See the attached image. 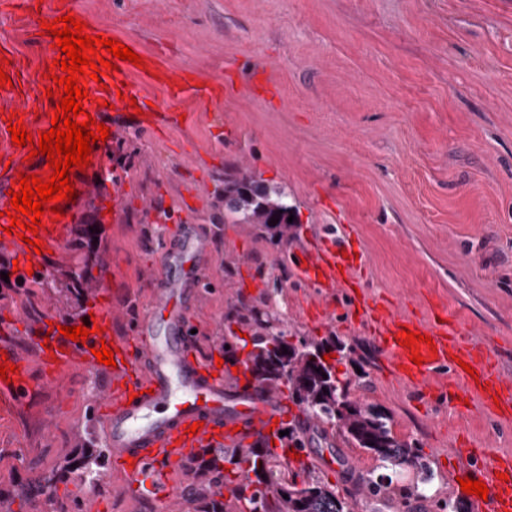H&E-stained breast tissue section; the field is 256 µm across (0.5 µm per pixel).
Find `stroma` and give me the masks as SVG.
<instances>
[{"mask_svg":"<svg viewBox=\"0 0 512 512\" xmlns=\"http://www.w3.org/2000/svg\"><path fill=\"white\" fill-rule=\"evenodd\" d=\"M90 23L137 40L169 69L224 85L197 100L186 120L162 133L131 115L106 113L116 129L98 164L80 180L87 192L66 242L49 258L61 278L80 255L79 228L101 226L92 250L125 285L102 289L119 306V331L133 334L151 310L146 277L175 275L162 250L178 223L194 225L209 265L196 306L195 349L209 358L238 335L240 315L260 312L272 332L352 346L337 364L352 399L385 409L394 433L417 444L432 479L426 498L410 465L383 466L336 441L340 464L311 476L336 487L351 512H436L439 502L478 512L457 480L451 449L460 437L491 453H512V421L471 406L450 408L426 388L384 370L371 326L350 318L338 290L328 317L300 279L295 255L329 237L365 256L360 295L394 311L444 305L474 339L499 350L512 374V0H78ZM20 56L37 83L48 53L22 16H0V45ZM236 168L280 189L298 214L288 239L270 241L250 224H229L219 193ZM124 185L122 222L106 212ZM176 217L164 219L166 210ZM74 318L89 305L40 283L0 287V338L24 346L49 310ZM107 380L71 368L63 387L41 384L25 404L0 398V512H204L212 498L199 456L175 465L172 494L143 498L123 483L55 475L83 447L101 442L90 390ZM52 419L44 432L42 422ZM390 484L372 499L366 478Z\"/></svg>","mask_w":512,"mask_h":512,"instance_id":"obj_1","label":"stroma"}]
</instances>
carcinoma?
Masks as SVG:
<instances>
[{
    "label": "carcinoma",
    "instance_id": "carcinoma-1",
    "mask_svg": "<svg viewBox=\"0 0 512 512\" xmlns=\"http://www.w3.org/2000/svg\"><path fill=\"white\" fill-rule=\"evenodd\" d=\"M221 197L224 218L235 224H251L272 239L288 237L292 224L298 223L296 219L288 222V217L297 211L288 204L281 190L252 173L239 171L225 177ZM273 217L278 218L274 226L270 225ZM95 266L92 256L77 260L65 273L68 283L59 292L69 293L80 301L87 298V286L96 279ZM240 319L246 325L253 323L265 330L263 334L254 333L248 341L239 336L227 341L234 353L252 345L246 368L258 387L270 391L286 389L288 399L320 426L336 429L349 443L382 463L419 467L421 483L428 482L430 471L420 460L417 446L395 435L391 418L382 408L350 399L349 383L337 377L336 363L323 360L326 353L336 351L340 363L353 349L334 341L290 342L282 333L266 332L268 322L260 319L253 309ZM284 348L288 353H282ZM104 456L105 449L92 448L79 460L68 461L63 470L74 466L94 481L99 460ZM227 464L232 466L229 471L225 470ZM201 468L224 479L223 487L230 489L238 512H348L347 501L335 488L314 477L297 481L298 474L284 468L281 457L261 443L214 454L201 461Z\"/></svg>",
    "mask_w": 512,
    "mask_h": 512
}]
</instances>
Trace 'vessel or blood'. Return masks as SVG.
Here are the masks:
<instances>
[{"label": "vessel or blood", "instance_id": "b4317fda", "mask_svg": "<svg viewBox=\"0 0 512 512\" xmlns=\"http://www.w3.org/2000/svg\"><path fill=\"white\" fill-rule=\"evenodd\" d=\"M47 11H40L37 0H0V12H42V21L67 14L84 18V11L75 0H47ZM33 22L31 39L34 44L54 49L52 36L44 34L41 23ZM8 60L4 70L12 80L9 88L0 90L1 102H17L16 112H0V248L17 251L22 264L32 265L34 272H45L49 253L67 238L75 216L74 203L63 204V218L45 213L38 238L44 253H35L32 245L18 234L7 233L10 206L9 190L19 172L46 177L45 156L29 157L27 147L12 143L8 130L10 115L22 116L31 133L49 130L54 100L45 99L48 79L29 86L19 59L10 49L0 50ZM144 67L120 63L118 70L103 71L99 80L83 78L82 84L90 95L84 107L92 117L102 115L101 102H109L114 113L126 112L130 102L144 107L141 121L157 128L178 122V108L186 89H193L202 99L217 96L222 87L216 83H189L183 76L163 70L156 56L145 55ZM157 77L166 86L169 98L157 106H147L146 95L130 84L129 78L138 72ZM341 244L314 242L301 251L296 268L299 275L323 294L338 288L353 289L359 282L361 259L343 258ZM170 266L178 275H149L152 309L150 316L138 322L134 337L120 334L112 323L111 309H102L95 317L84 318L83 324L92 333L86 342L64 338L59 329L74 326V319L49 313L32 339L31 349L43 368L47 384L59 386L66 370L82 363L94 372L104 371L108 384L91 393L90 398L102 406L101 420L104 445L113 459L122 461L120 477L143 487L147 494H164L171 485L172 466L200 448L220 452L256 438L275 441V427L288 413L282 396L258 390L250 384L246 370H232L230 365H217L215 360H201L194 355L188 308L198 295L204 280L205 248L196 238L191 225H184L179 238L167 242ZM360 306L369 320L384 364L392 378L405 386L424 385L430 396H444L451 407L460 399L478 403L492 414L502 413L512 419V376L502 372L497 354L472 338L470 332L453 319L415 317L370 304L361 299ZM429 335L432 346H421L423 364H414L408 349L399 345L397 335L402 328ZM110 342L115 363L106 367L93 354L102 342ZM0 353L6 354L16 374L10 381L0 380V393L22 399L32 388V379L22 352L0 342ZM200 423L198 434H190L193 423ZM453 455L469 478L484 482L486 500L480 501V512H512V455H492L479 447L457 448ZM507 481H500V474Z\"/></svg>", "mask_w": 512, "mask_h": 512}]
</instances>
